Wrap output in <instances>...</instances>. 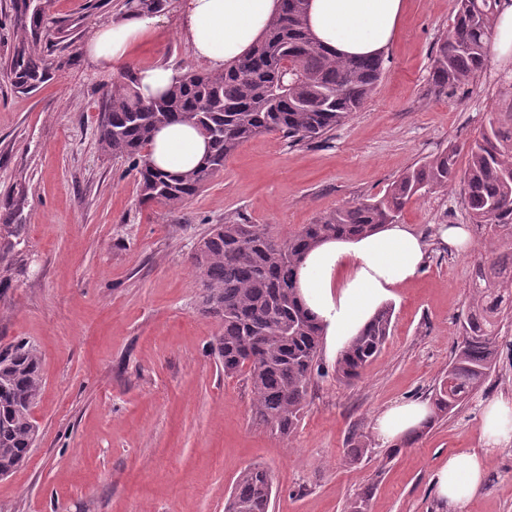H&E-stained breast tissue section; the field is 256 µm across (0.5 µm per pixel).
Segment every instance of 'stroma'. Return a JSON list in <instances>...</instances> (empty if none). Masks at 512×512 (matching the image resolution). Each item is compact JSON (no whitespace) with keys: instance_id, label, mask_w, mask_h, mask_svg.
<instances>
[{"instance_id":"obj_1","label":"stroma","mask_w":512,"mask_h":512,"mask_svg":"<svg viewBox=\"0 0 512 512\" xmlns=\"http://www.w3.org/2000/svg\"><path fill=\"white\" fill-rule=\"evenodd\" d=\"M124 0H41L46 29L25 38L14 0H0V347L23 340L42 356L25 463L0 478V512H224L237 475L274 477L272 512H346L370 492V512H444L432 477L449 455L485 454L467 512H512V443L485 450L481 414L512 401V327L484 386L418 439L383 444L373 426L397 402L432 401L468 304L470 256L443 243L464 224L462 184L409 204L401 223L425 245L424 266L388 304L392 330L358 381L321 377L292 441L257 423L245 376H225L211 352L216 321L200 308L192 255L212 225L243 219L280 235L354 202L382 196L408 169L470 147L499 103L487 60L480 77L439 91L430 68L457 0H406L370 98L322 137L250 139L204 192L177 209L141 205L129 163L97 141L106 98L124 74L194 65L175 22L129 62L97 73L82 47L93 22L119 19ZM37 48L50 76L19 89L7 74ZM369 451L350 462L348 450Z\"/></svg>"}]
</instances>
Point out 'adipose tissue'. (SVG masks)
Listing matches in <instances>:
<instances>
[{"label":"adipose tissue","instance_id":"adipose-tissue-1","mask_svg":"<svg viewBox=\"0 0 512 512\" xmlns=\"http://www.w3.org/2000/svg\"><path fill=\"white\" fill-rule=\"evenodd\" d=\"M279 6V0H174L173 15L194 58L220 72L263 36ZM404 6L405 0H310L306 25L330 52L376 56L395 38ZM165 22L159 14L128 10L119 21L95 24L83 54L97 70L112 72ZM206 152L205 138L181 124L159 129L148 149L150 163L168 172L196 168ZM424 258L423 243L400 224L313 249L300 267L299 288L321 320L330 346L343 350L394 288L416 276ZM431 414L426 403H399L380 412L375 429L392 442L420 427ZM481 431L486 447L512 442V401L488 403ZM485 471L484 456L475 453L449 456L440 466L433 482L449 512H466Z\"/></svg>","mask_w":512,"mask_h":512}]
</instances>
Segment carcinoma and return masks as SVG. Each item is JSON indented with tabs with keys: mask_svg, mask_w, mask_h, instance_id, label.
Wrapping results in <instances>:
<instances>
[{
	"mask_svg": "<svg viewBox=\"0 0 512 512\" xmlns=\"http://www.w3.org/2000/svg\"><path fill=\"white\" fill-rule=\"evenodd\" d=\"M166 0H125L124 8L159 13ZM500 0H458V11L440 40L430 76L439 90L461 85L486 66V44ZM305 0H280L265 37L222 72L185 69L156 99L136 94L134 77L113 85L97 129L100 148L137 171L141 202L175 209L203 192L240 145L262 134L294 141L321 137L348 119L371 96L383 74L381 56L340 57L317 45L305 26ZM295 63L287 72L284 62ZM11 82L27 88L48 77L35 50L18 55ZM193 126L208 143L196 169L169 174L145 153L158 129ZM463 180L469 223L480 242L467 284L469 303L460 320L433 414L435 420L469 400L496 368L503 322L512 316V79H505L498 109L490 113L470 148L465 170L446 149L405 172L380 197L324 214L282 237L266 224L215 225L194 256L205 312L219 322L214 351L224 375L250 381L255 421L291 439L311 396L323 348L320 319L298 286L306 255L330 239L366 236L394 224L414 199L446 191ZM392 309H378L336 359L337 380H359L381 353ZM42 389V358L17 342L0 349V467L22 464L35 441L31 409ZM274 480L260 465L234 481L224 512H270Z\"/></svg>",
	"mask_w": 512,
	"mask_h": 512,
	"instance_id": "carcinoma-1",
	"label": "carcinoma"
}]
</instances>
